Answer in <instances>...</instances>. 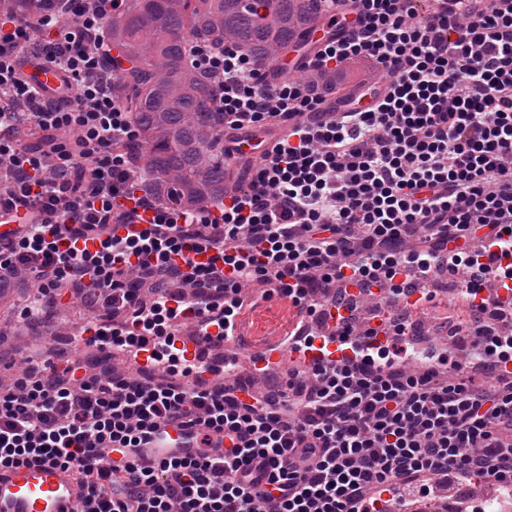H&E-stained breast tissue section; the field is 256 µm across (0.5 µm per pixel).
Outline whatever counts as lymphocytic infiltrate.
I'll return each mask as SVG.
<instances>
[{"mask_svg":"<svg viewBox=\"0 0 512 512\" xmlns=\"http://www.w3.org/2000/svg\"><path fill=\"white\" fill-rule=\"evenodd\" d=\"M38 2L34 20L0 12V225L14 227L0 286L38 282L25 319L73 288L98 311L110 350H127L136 326L174 364L180 311L224 326V299L242 282L270 283L302 310L348 275L368 289L458 273L469 315L453 333L477 336L479 353L411 373L380 343L379 367L297 370L264 392L80 359L36 365L0 386V469L70 468L79 512H408L412 489L433 500L448 482L478 478L512 494V332L495 323L512 307V0H334L340 33L303 69L365 61L387 80L379 99L342 112L328 87L275 78L273 62L191 44L226 128H284L212 209L159 204L124 149L138 131L112 91L113 0ZM30 57L61 72L57 95L24 80L18 64ZM20 115L40 143L17 141ZM145 210L149 228L114 234ZM81 238L96 249L76 248ZM494 246L503 262L492 269L483 258ZM186 251L209 258L178 267ZM228 266L240 282L225 280ZM492 284L506 294L483 322L476 299ZM168 426L193 431L199 453L146 454ZM119 448L140 454L109 464Z\"/></svg>","mask_w":512,"mask_h":512,"instance_id":"lymphocytic-infiltrate-1","label":"lymphocytic infiltrate"}]
</instances>
